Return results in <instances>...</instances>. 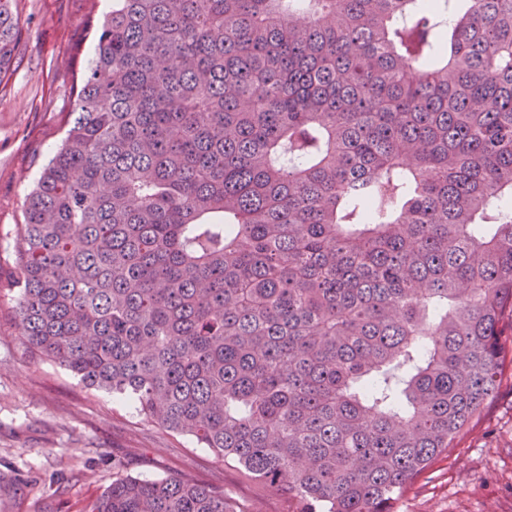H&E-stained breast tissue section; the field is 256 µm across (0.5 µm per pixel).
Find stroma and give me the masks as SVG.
<instances>
[{
	"mask_svg": "<svg viewBox=\"0 0 512 512\" xmlns=\"http://www.w3.org/2000/svg\"><path fill=\"white\" fill-rule=\"evenodd\" d=\"M109 0H18L21 43L0 88V270L15 260L14 235L41 163L60 145L76 109L80 65ZM20 494L0 512H86L113 479L182 477L223 488L247 512H282L269 490L241 479L223 458L142 421L128 403L86 390L59 365L33 363L0 292V470ZM396 512H512V387L503 386L475 429L427 466Z\"/></svg>",
	"mask_w": 512,
	"mask_h": 512,
	"instance_id": "1",
	"label": "stroma"
}]
</instances>
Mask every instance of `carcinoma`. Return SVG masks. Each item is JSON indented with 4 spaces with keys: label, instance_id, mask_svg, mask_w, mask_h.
Segmentation results:
<instances>
[{
    "label": "carcinoma",
    "instance_id": "carcinoma-1",
    "mask_svg": "<svg viewBox=\"0 0 512 512\" xmlns=\"http://www.w3.org/2000/svg\"><path fill=\"white\" fill-rule=\"evenodd\" d=\"M97 33L16 225L26 347L286 512H395L512 367V0H112ZM88 512L244 510L126 475Z\"/></svg>",
    "mask_w": 512,
    "mask_h": 512
}]
</instances>
